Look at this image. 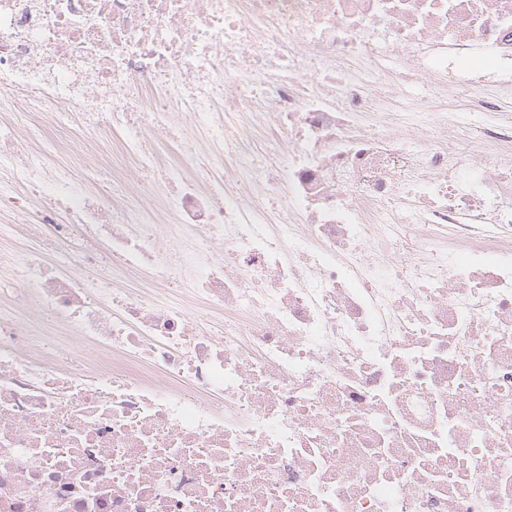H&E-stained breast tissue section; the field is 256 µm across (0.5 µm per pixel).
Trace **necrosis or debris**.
<instances>
[{
  "mask_svg": "<svg viewBox=\"0 0 512 512\" xmlns=\"http://www.w3.org/2000/svg\"><path fill=\"white\" fill-rule=\"evenodd\" d=\"M508 90L512 0H0V512H512Z\"/></svg>",
  "mask_w": 512,
  "mask_h": 512,
  "instance_id": "necrosis-or-debris-1",
  "label": "necrosis or debris"
}]
</instances>
